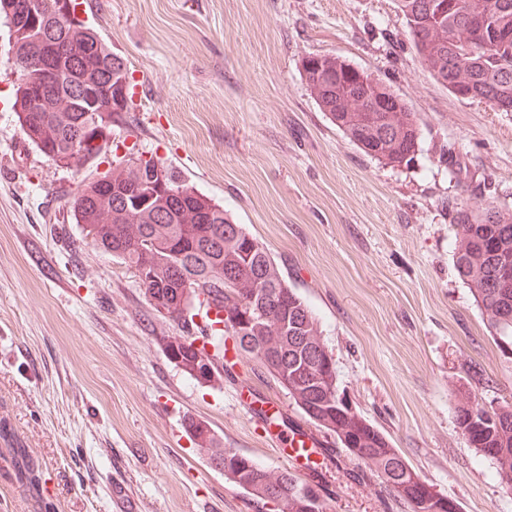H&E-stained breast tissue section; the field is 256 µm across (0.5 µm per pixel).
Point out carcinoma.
Instances as JSON below:
<instances>
[{
  "label": "carcinoma",
  "instance_id": "1",
  "mask_svg": "<svg viewBox=\"0 0 512 512\" xmlns=\"http://www.w3.org/2000/svg\"><path fill=\"white\" fill-rule=\"evenodd\" d=\"M27 0H0V20L10 24ZM42 4L41 17L50 28L45 39L30 42L19 39L12 63L19 72V83L11 105L23 135L36 149L50 140L64 166L76 167L95 160L104 145L81 146L95 113L108 108L109 97L100 94L95 111L86 114L72 107L71 95L83 83L86 72L97 73L99 83L116 84L130 79L124 60L112 53L98 32L82 23L73 25L51 9L54 0H34ZM416 56L432 76L449 90L460 89L471 99L492 105L512 106V44L502 48L490 32H479L468 20L449 12L432 14L429 6L446 0H396ZM477 8L495 29L512 36V0H474ZM62 45V77L50 89L43 104L27 98L28 85L40 80L41 62L47 47ZM465 45L476 48L465 60L457 50ZM351 64L332 55L312 54L302 59L306 84L321 111L330 122L365 155L392 167L414 162L421 139L415 113L405 101L388 110H379L380 97L387 95L382 80L364 82L352 75ZM158 171L178 197L164 202L166 213L159 219L152 207L131 210L114 208L112 214L97 221L102 204L92 184H83L68 201L70 219L81 227L84 238L104 252L112 254L127 267L138 266L142 252L156 250L161 260L154 279L144 289L153 310L164 318L187 328L194 323L195 305L215 307L226 313L223 328L210 324L199 328L203 343L211 336L225 345L233 339V349L257 357L273 380L287 390L308 421L333 435L336 449L346 452L355 462L354 478L379 486L393 505L407 512H427L410 499L413 468L399 449L373 423L355 412L338 393L336 369L321 368V359L330 355L321 339L318 323L295 289L288 286L277 263L266 248L241 224L233 223L224 208L199 193L172 171L150 160L131 161L104 174L111 180L114 196L139 194L145 183L142 173ZM187 240L189 249L180 266L172 268L165 249ZM455 267L485 314L490 327L500 338L512 337V285L501 283L504 266L512 265V211L486 207L459 210L456 213ZM230 273L235 284H224ZM185 280L192 288L178 287ZM288 295V313L281 312L280 299ZM254 317V324L238 335L233 325L241 308ZM165 351L184 373L201 384L220 379L219 365L210 357L209 368L195 375L196 353L192 342L171 344ZM288 372V383L278 374ZM477 403L466 392L456 395L455 416L468 447L481 454L498 449L493 461L502 480H512V400L482 406V414L473 413ZM186 431L212 465L224 471V477L245 494L265 504L274 502L276 512H305L306 502L295 486L305 483L287 470L258 468L243 472L237 467L238 452L219 446L210 426L190 419ZM16 476L21 483H32L36 465L26 448L11 449Z\"/></svg>",
  "mask_w": 512,
  "mask_h": 512
}]
</instances>
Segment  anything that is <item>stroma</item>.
Instances as JSON below:
<instances>
[{"label": "stroma", "mask_w": 512, "mask_h": 512, "mask_svg": "<svg viewBox=\"0 0 512 512\" xmlns=\"http://www.w3.org/2000/svg\"><path fill=\"white\" fill-rule=\"evenodd\" d=\"M132 75L99 160L61 168L11 110L18 74L0 39V426L29 449L17 482L0 443V512H270L185 430L326 490L329 512H387L349 458L288 460L252 409L312 425L243 353L212 384L172 363L181 325L134 271L82 239L66 202L83 181L154 160L223 206L297 288L331 351L341 396L462 512H512L496 464L469 448L457 392L512 399V344L454 267L460 209L512 211V112L461 99L411 48L396 0H80ZM333 55L378 75L415 112L414 163L391 167L339 131L301 60ZM476 368L482 382L467 378ZM10 449L13 455L18 481L22 484L33 483L36 477V465L33 459L28 455L26 448L20 443H17L16 447Z\"/></svg>", "instance_id": "stroma-1"}]
</instances>
